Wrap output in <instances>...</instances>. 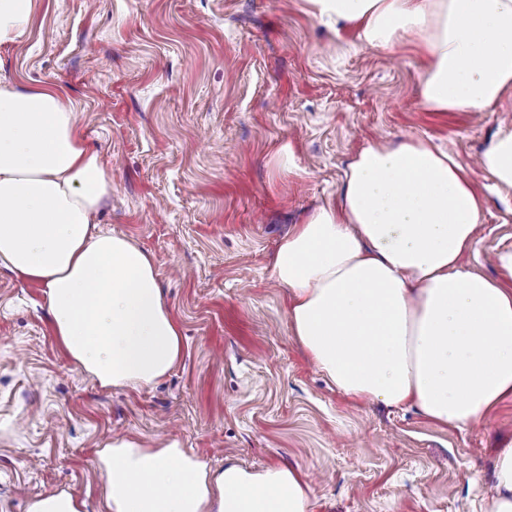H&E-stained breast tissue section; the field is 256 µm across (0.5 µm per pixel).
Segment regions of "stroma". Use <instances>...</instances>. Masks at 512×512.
I'll list each match as a JSON object with an SVG mask.
<instances>
[{"mask_svg":"<svg viewBox=\"0 0 512 512\" xmlns=\"http://www.w3.org/2000/svg\"><path fill=\"white\" fill-rule=\"evenodd\" d=\"M426 64L411 44L358 47L302 0H39L0 78L72 100L112 175L101 227L152 256L183 350L153 386L101 387L59 343L42 288L0 268V512L56 490L106 512L94 458L116 437L174 440L215 469H295L311 512H479L512 400L459 431L342 395L294 341L272 276L280 240L336 202L364 146L414 136L484 198L462 264L497 277L512 196L477 158L512 104L425 111Z\"/></svg>","mask_w":512,"mask_h":512,"instance_id":"1","label":"stroma"}]
</instances>
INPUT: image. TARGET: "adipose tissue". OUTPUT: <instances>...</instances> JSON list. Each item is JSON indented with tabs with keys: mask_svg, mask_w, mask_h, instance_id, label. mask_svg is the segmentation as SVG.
<instances>
[{
	"mask_svg": "<svg viewBox=\"0 0 512 512\" xmlns=\"http://www.w3.org/2000/svg\"><path fill=\"white\" fill-rule=\"evenodd\" d=\"M333 31L392 51L415 41L430 112H486L512 92V0H304ZM38 0H0V48L29 34ZM480 163L512 189V126ZM112 176L54 86L0 83V266L39 284L54 332L101 386L144 387L178 362L182 338L151 257L98 227ZM482 202L450 153L418 137L363 147L338 205L314 210L280 242L272 275L288 290L292 335L352 399L412 408L466 429L512 399V249L497 279L465 269ZM95 467L107 512H309L298 471L215 470L178 443L115 439ZM481 512H512V437L494 455Z\"/></svg>",
	"mask_w": 512,
	"mask_h": 512,
	"instance_id": "adipose-tissue-1",
	"label": "adipose tissue"
}]
</instances>
